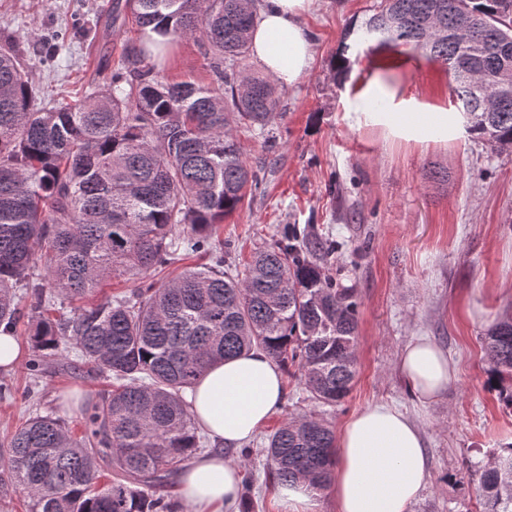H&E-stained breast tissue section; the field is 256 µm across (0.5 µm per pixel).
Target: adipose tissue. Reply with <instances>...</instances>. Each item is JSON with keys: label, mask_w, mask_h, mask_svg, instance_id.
Wrapping results in <instances>:
<instances>
[{"label": "adipose tissue", "mask_w": 512, "mask_h": 512, "mask_svg": "<svg viewBox=\"0 0 512 512\" xmlns=\"http://www.w3.org/2000/svg\"><path fill=\"white\" fill-rule=\"evenodd\" d=\"M311 2L266 0L251 31L253 56L279 85L297 84L311 68L309 36L301 24ZM374 119L425 138L436 131L457 138L466 130L460 112L439 113L430 124L407 121L401 112H378ZM398 368L426 400L445 391L454 376L443 351L424 339L405 347ZM282 398V373L260 349L217 363L183 393L196 426L228 445L255 434ZM429 478L422 436L401 411L368 405L339 431L331 481L336 512H408ZM177 482L189 512H234L241 494V466L217 450L196 457Z\"/></svg>", "instance_id": "1"}]
</instances>
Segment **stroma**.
Here are the masks:
<instances>
[{
  "mask_svg": "<svg viewBox=\"0 0 512 512\" xmlns=\"http://www.w3.org/2000/svg\"><path fill=\"white\" fill-rule=\"evenodd\" d=\"M377 0H313L303 18L314 61L294 87L280 88L275 149L262 137L236 129L244 160L264 166L265 198L244 199L216 227L224 269L242 271L257 249L291 224L329 233L340 243L331 258L338 283L354 289L358 307L357 375L337 406L315 405L297 378L284 377V399L250 440L254 453L243 474L252 481L251 512H278L276 482L261 454L265 439L286 419L316 411L341 429L360 408L385 403L419 428L430 479L410 512H480L481 489L473 465L490 449L512 442V411L487 384L482 337L512 315V151L493 153L471 137L407 139L374 123L373 100L362 93L374 74L395 88L407 110L427 118L457 109L448 75L405 46L358 44L346 74L332 66L345 30L371 15ZM112 0H0V47L14 46L28 64L41 96L81 94L112 85L113 65L135 42L134 23H112ZM68 29L70 54L61 73L44 61L50 34ZM168 81L209 84L212 73L201 41L179 39L162 65ZM186 255L161 275L117 276L104 296L160 284L204 263ZM434 342L456 366V378L436 399L423 401L398 370L406 344ZM17 367L0 383L35 388L37 404L0 400V438L32 411L52 412L80 430L78 410L61 396L76 390L99 400L110 384L92 376L77 355L53 361L32 377L34 351L19 334Z\"/></svg>",
  "mask_w": 512,
  "mask_h": 512,
  "instance_id": "obj_1",
  "label": "stroma"
}]
</instances>
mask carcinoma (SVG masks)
<instances>
[{"mask_svg": "<svg viewBox=\"0 0 512 512\" xmlns=\"http://www.w3.org/2000/svg\"><path fill=\"white\" fill-rule=\"evenodd\" d=\"M257 0H114L139 32L112 70V88L64 106L37 98L13 50H0V326L16 329V290L35 304L27 332L38 376L74 349L112 389L85 404L76 435L59 416L35 414L0 442V496L27 490L26 512H177L169 476L202 448L183 400L210 367L262 349L300 372L310 400L336 405L356 374L358 300L337 287L336 242L292 226L256 253L242 276L215 265L129 296L64 310L114 275L160 271L183 255L213 251L214 225L265 187L243 160L236 122L266 136L280 94L246 63ZM471 28L457 35L461 16ZM512 0H380L341 41L339 69L355 41L405 45L443 65L467 131L492 150H512ZM201 36L213 78L169 82L152 62L178 38ZM495 98L492 112L481 105ZM490 383L512 410V317L483 336ZM335 436L311 412L267 439L269 476L330 485ZM483 512H512V443L474 464Z\"/></svg>", "mask_w": 512, "mask_h": 512, "instance_id": "cac0c4a2", "label": "carcinoma"}]
</instances>
